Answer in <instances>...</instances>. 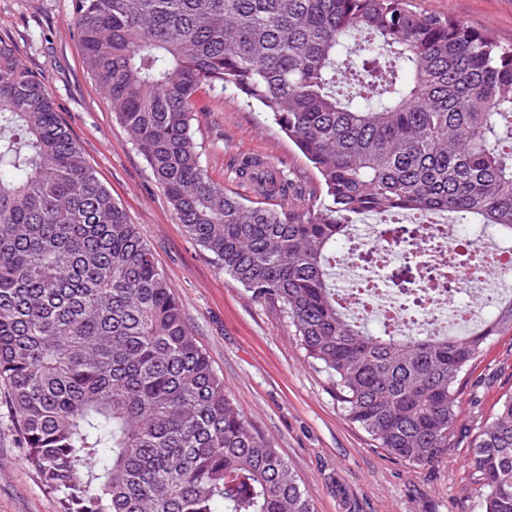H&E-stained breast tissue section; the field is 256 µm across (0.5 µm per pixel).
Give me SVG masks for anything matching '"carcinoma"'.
I'll return each mask as SVG.
<instances>
[{"instance_id": "cac0c4a2", "label": "carcinoma", "mask_w": 512, "mask_h": 512, "mask_svg": "<svg viewBox=\"0 0 512 512\" xmlns=\"http://www.w3.org/2000/svg\"><path fill=\"white\" fill-rule=\"evenodd\" d=\"M84 64L178 223L286 314L348 420L416 467L448 457L461 381L512 331V294L463 336L369 331L331 259L367 215L489 230L512 245V44L407 0H76ZM269 115L322 191L274 207L284 173L251 157L260 199L202 164L204 88ZM475 249L448 254V282ZM0 388L26 460L63 512H315L275 445L224 393L136 225L0 41ZM480 512H512V393L472 435Z\"/></svg>"}]
</instances>
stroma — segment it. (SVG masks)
Instances as JSON below:
<instances>
[{
	"instance_id": "35a3bbf8",
	"label": "stroma",
	"mask_w": 512,
	"mask_h": 512,
	"mask_svg": "<svg viewBox=\"0 0 512 512\" xmlns=\"http://www.w3.org/2000/svg\"><path fill=\"white\" fill-rule=\"evenodd\" d=\"M413 11L452 18L512 43V0H409ZM75 0H0V39L45 82L90 165L137 224L172 285L224 390L298 476L315 512H478L469 432L512 391V332L496 337L469 368L458 438L445 463L420 469L374 447L345 416L326 372L307 359L289 320L233 282L175 218L130 133L87 72L74 27ZM194 132L209 175L252 198L236 175L243 155L284 170L287 204L321 190L315 170L258 107L232 91L204 90ZM0 512H62L59 493L27 463L0 394Z\"/></svg>"
}]
</instances>
